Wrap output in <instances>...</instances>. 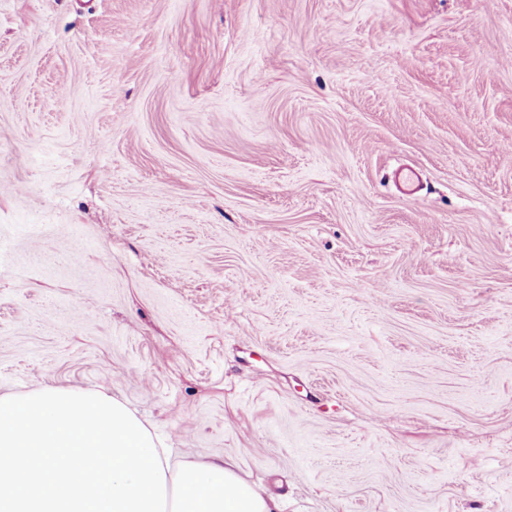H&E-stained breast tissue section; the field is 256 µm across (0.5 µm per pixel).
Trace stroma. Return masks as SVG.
Returning a JSON list of instances; mask_svg holds the SVG:
<instances>
[{"label":"stroma","mask_w":512,"mask_h":512,"mask_svg":"<svg viewBox=\"0 0 512 512\" xmlns=\"http://www.w3.org/2000/svg\"><path fill=\"white\" fill-rule=\"evenodd\" d=\"M45 386L280 512H512V0H0V393Z\"/></svg>","instance_id":"stroma-1"}]
</instances>
